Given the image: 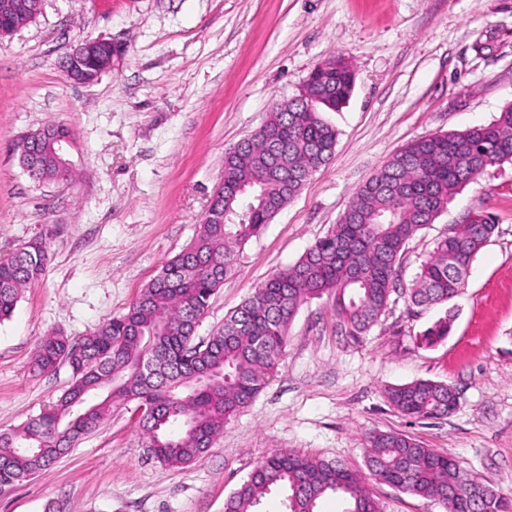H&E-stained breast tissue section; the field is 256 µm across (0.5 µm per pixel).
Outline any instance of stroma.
<instances>
[{"instance_id": "35a3bbf8", "label": "stroma", "mask_w": 512, "mask_h": 512, "mask_svg": "<svg viewBox=\"0 0 512 512\" xmlns=\"http://www.w3.org/2000/svg\"><path fill=\"white\" fill-rule=\"evenodd\" d=\"M98 37L123 42L124 55L92 83L66 80L71 46ZM334 56L355 73L348 104L324 115L338 133L334 154L241 247L199 342L324 236L388 157L419 137L489 123L512 103V0H43L35 21L0 39V260L40 235L49 250L0 322V431L46 411L72 381L64 363L32 370L38 340L125 314L196 236L228 149ZM49 121L75 141L67 182L34 181L15 151ZM468 211L493 215L497 229L451 301L417 307L393 295L356 343L330 297L311 300L263 391L190 467L149 459L136 403H117L52 466L0 493V512H224L256 462L281 448L345 463L383 512H443L370 474L366 439L379 431L454 456L512 498V164L488 167L419 231L401 275L412 283ZM446 318L448 336L423 343ZM419 379L453 386L456 411H395L386 388Z\"/></svg>"}]
</instances>
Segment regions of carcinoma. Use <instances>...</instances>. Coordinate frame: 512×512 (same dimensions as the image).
Segmentation results:
<instances>
[{"label": "carcinoma", "mask_w": 512, "mask_h": 512, "mask_svg": "<svg viewBox=\"0 0 512 512\" xmlns=\"http://www.w3.org/2000/svg\"><path fill=\"white\" fill-rule=\"evenodd\" d=\"M13 2L0 0L1 24L8 20L20 28L36 18V0L21 14L10 12ZM353 89L354 72L345 59L317 67L308 78V92L318 99L314 111L297 98L286 112L274 109L264 128L226 152L224 196L208 203L195 239L140 290L126 314L85 336L53 334L37 343L33 369L45 373L65 362L73 381L43 414L0 432V492L49 468L108 419L116 401L145 405L139 427L159 463H194L263 390L281 361L292 320L313 299L334 297L345 333L357 340L394 294L417 306L458 294L473 258L495 233L490 216L479 213L438 238L409 287L401 279L403 255L414 235L481 174L484 158L512 163V104L489 124L407 143L358 188L327 235L258 285L206 343L194 342L197 323L236 265L237 249L296 196L310 168L331 159L337 132L322 113L344 107ZM67 135L58 123L25 135L17 145L22 167L37 180H55L59 169L48 145ZM47 260L45 238L36 237L0 262V322L11 318L23 288L41 275ZM450 329V321H439L423 342L433 344ZM386 398L398 413L422 419L447 417L457 407L455 389L433 380L390 386ZM367 447L375 479L435 500L444 512H512L511 500L410 435L376 432ZM273 492L283 496L286 512H319L329 495L345 502V512H381L375 496L343 464L291 450L256 464L225 498L224 512H258Z\"/></svg>", "instance_id": "obj_1"}]
</instances>
